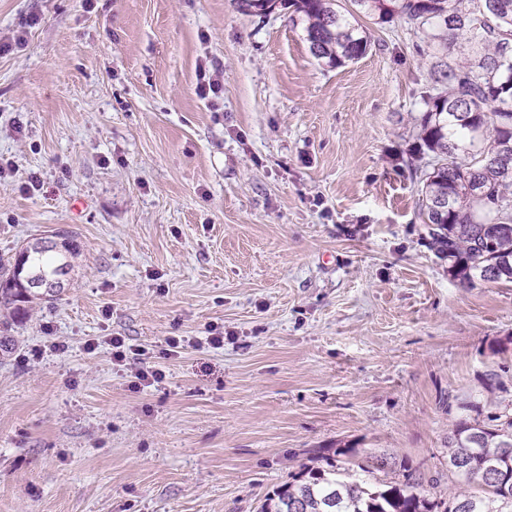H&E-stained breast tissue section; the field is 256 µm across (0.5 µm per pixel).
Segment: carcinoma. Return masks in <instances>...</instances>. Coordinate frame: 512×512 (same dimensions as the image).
Segmentation results:
<instances>
[{
  "label": "carcinoma",
  "mask_w": 512,
  "mask_h": 512,
  "mask_svg": "<svg viewBox=\"0 0 512 512\" xmlns=\"http://www.w3.org/2000/svg\"><path fill=\"white\" fill-rule=\"evenodd\" d=\"M265 18L289 5L303 22L312 56L331 67L371 48L360 24L401 17L432 49L434 92L420 95L423 112L412 152L433 167L419 178V215L448 276L461 284L512 283V0H238ZM466 46L451 59L448 50ZM80 248L60 228L34 238L0 262V306L14 318L25 304L65 287ZM468 415L448 433V465L427 473L385 456L361 457L337 448L304 464L291 480L265 495L260 512H512V405L453 397L448 408ZM444 481L446 498L431 490Z\"/></svg>",
  "instance_id": "carcinoma-1"
}]
</instances>
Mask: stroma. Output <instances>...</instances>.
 <instances>
[{
	"label": "stroma",
	"mask_w": 512,
	"mask_h": 512,
	"mask_svg": "<svg viewBox=\"0 0 512 512\" xmlns=\"http://www.w3.org/2000/svg\"><path fill=\"white\" fill-rule=\"evenodd\" d=\"M291 15L0 0V257L80 246L0 356V512H257L310 449L441 470L449 396L512 401V284L450 280L419 216L422 40L331 68Z\"/></svg>",
	"instance_id": "stroma-1"
}]
</instances>
